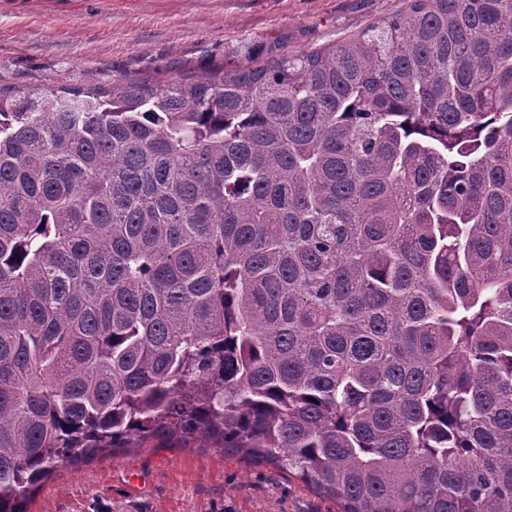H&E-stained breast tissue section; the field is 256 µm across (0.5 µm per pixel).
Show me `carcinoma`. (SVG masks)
Listing matches in <instances>:
<instances>
[{
    "instance_id": "cac0c4a2",
    "label": "carcinoma",
    "mask_w": 512,
    "mask_h": 512,
    "mask_svg": "<svg viewBox=\"0 0 512 512\" xmlns=\"http://www.w3.org/2000/svg\"><path fill=\"white\" fill-rule=\"evenodd\" d=\"M174 436L340 512H512V0L0 91V512Z\"/></svg>"
}]
</instances>
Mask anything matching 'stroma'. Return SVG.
Masks as SVG:
<instances>
[{
	"label": "stroma",
	"instance_id": "35a3bbf8",
	"mask_svg": "<svg viewBox=\"0 0 512 512\" xmlns=\"http://www.w3.org/2000/svg\"><path fill=\"white\" fill-rule=\"evenodd\" d=\"M405 0H0V90L84 89L238 69L324 47ZM280 469L219 445L131 442L61 465L27 512H336Z\"/></svg>",
	"mask_w": 512,
	"mask_h": 512
}]
</instances>
